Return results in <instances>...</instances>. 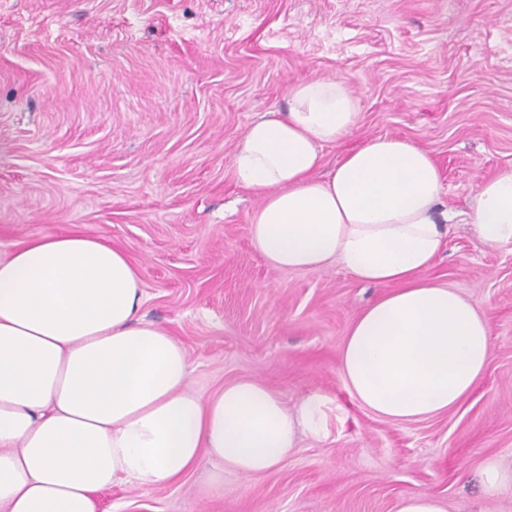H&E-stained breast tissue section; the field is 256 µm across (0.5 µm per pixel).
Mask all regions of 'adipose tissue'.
Instances as JSON below:
<instances>
[{"instance_id":"adipose-tissue-1","label":"adipose tissue","mask_w":512,"mask_h":512,"mask_svg":"<svg viewBox=\"0 0 512 512\" xmlns=\"http://www.w3.org/2000/svg\"><path fill=\"white\" fill-rule=\"evenodd\" d=\"M359 118L345 82L296 83L285 109L247 126L232 167L260 201L250 236L267 263H336L391 286L351 322L341 371L361 407L413 423L473 390L489 327L455 288L424 277L456 219L426 150L375 136L319 177L324 147ZM468 221L485 244H512V170L480 182ZM145 300L127 252L95 238L55 235L0 255V512H95L97 490L176 483L204 457L220 488L228 471L271 472L300 435L329 437L324 394L290 407L250 378L192 389L185 347L141 320Z\"/></svg>"}]
</instances>
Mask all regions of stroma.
Returning a JSON list of instances; mask_svg holds the SVG:
<instances>
[{
	"instance_id": "obj_1",
	"label": "stroma",
	"mask_w": 512,
	"mask_h": 512,
	"mask_svg": "<svg viewBox=\"0 0 512 512\" xmlns=\"http://www.w3.org/2000/svg\"><path fill=\"white\" fill-rule=\"evenodd\" d=\"M348 84L357 129L426 149L459 217L427 276L475 302L490 359L448 412L395 424L360 407L340 367L351 321L388 292L340 265L272 267L235 179L248 124L290 85ZM512 167V0H0V254L80 233L139 267L140 314L187 349L193 389L243 377L287 404L317 391L343 409L328 439L301 437L274 471L200 461L175 484L94 493L95 512H396L410 493L445 512H512V245L464 217L481 179ZM480 481L487 493H494L507 484H512V472L507 473L496 464L486 463L480 472Z\"/></svg>"
}]
</instances>
